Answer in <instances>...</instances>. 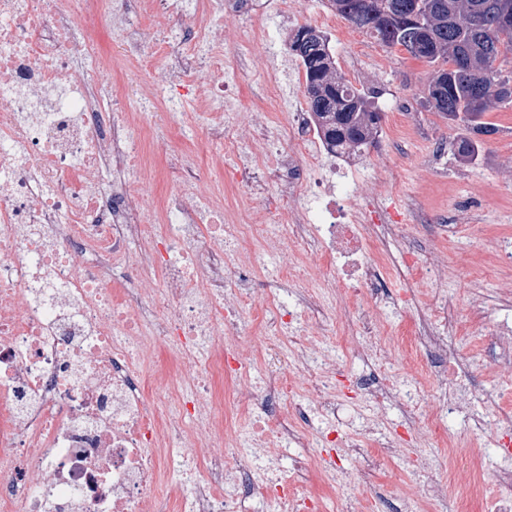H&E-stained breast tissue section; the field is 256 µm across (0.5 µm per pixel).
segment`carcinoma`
I'll return each mask as SVG.
<instances>
[{
	"instance_id": "cac0c4a2",
	"label": "carcinoma",
	"mask_w": 512,
	"mask_h": 512,
	"mask_svg": "<svg viewBox=\"0 0 512 512\" xmlns=\"http://www.w3.org/2000/svg\"><path fill=\"white\" fill-rule=\"evenodd\" d=\"M336 14L389 47L434 67L426 102L469 136L456 143L464 162L478 155L482 136L497 128L484 120L490 107L512 103V74H503L501 52H512V0H328ZM288 50L304 69L309 112L330 150L359 152L381 120L371 95L339 71L327 35L302 26Z\"/></svg>"
}]
</instances>
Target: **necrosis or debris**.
Returning a JSON list of instances; mask_svg holds the SVG:
<instances>
[{"mask_svg": "<svg viewBox=\"0 0 512 512\" xmlns=\"http://www.w3.org/2000/svg\"><path fill=\"white\" fill-rule=\"evenodd\" d=\"M248 2L0 0V512H254V492L270 512H311L313 495L273 450L288 439L289 416L304 414L288 402L297 378L315 410L329 406L322 369L332 352L321 340L331 328L324 314L268 292L279 309L265 352L271 375L253 380V350L221 343L254 295L236 257L252 245L284 264L316 252L318 278L337 294L370 291L368 336L383 293L374 249L403 227L357 204L316 207L351 191L358 172L346 160L337 184L313 182L328 149L302 109L288 119L289 149L265 123L255 137H231L238 114L224 103V72H240L253 41L225 46L222 21ZM176 8L192 33L154 34L151 19ZM107 21L109 53L95 38ZM116 60L144 83L113 92ZM204 91L211 103L194 115L203 136L185 143L169 193L143 205L153 124ZM156 97L160 111L145 117ZM223 153L268 220L244 224L214 208ZM116 266L133 269L137 287L113 279ZM289 346L294 372L281 366ZM152 347L189 365L191 378L171 386L144 375ZM228 403L243 425L225 421ZM171 451L183 463L177 482L160 478Z\"/></svg>", "mask_w": 512, "mask_h": 512, "instance_id": "obj_1", "label": "necrosis or debris"}]
</instances>
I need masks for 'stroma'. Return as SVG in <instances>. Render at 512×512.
<instances>
[{
  "instance_id": "35a3bbf8",
  "label": "stroma",
  "mask_w": 512,
  "mask_h": 512,
  "mask_svg": "<svg viewBox=\"0 0 512 512\" xmlns=\"http://www.w3.org/2000/svg\"><path fill=\"white\" fill-rule=\"evenodd\" d=\"M296 2L295 9L283 16L263 7L224 18L225 36L245 35L255 28L266 32L265 41L254 48L233 87L234 104L241 114V124L234 131L237 137H252L259 122L273 121L279 115L278 104L260 105L254 98L255 88L271 68L279 69L283 81L297 95L305 93L303 70L289 53L287 40L299 27L315 25L328 9L326 0ZM325 32L339 72L370 93L381 115L374 143L352 156L358 166L357 194L404 210L412 218L401 236L388 241L386 254L393 260L410 249L441 253L447 255L448 269L454 275L447 287L430 282L422 274H404L392 260L382 269L387 292L380 310L378 342L408 335L412 322L424 320L432 323L457 352V377L445 386L430 377L434 356L419 348L393 352L388 362L389 375L407 379L421 406L431 405L442 413L440 431L447 444L461 448L464 457L479 461L480 498L465 500L451 490L432 503V512H484V501L507 493L506 486L496 481L494 470L499 441L502 435L512 436V427L501 434L482 432L479 421L499 410H512V380L493 373L494 338L488 333L475 334L468 317L477 306L485 312L489 326L504 321L512 325V294L503 288L504 281L512 279V266L501 267L496 260L498 240L512 236V104L487 112L485 119L496 126V133L484 137L475 162L459 161L454 145L464 134L463 126L448 122L425 102L430 65L406 51L381 45L338 16L332 18ZM156 132L169 138L170 150L152 161L154 174L143 187V199L149 206L168 191L167 173L176 167L182 149L178 130L160 125ZM466 205L480 206L478 220L460 222L455 232H448L443 225L445 218ZM364 304L361 298L353 304L333 302L325 311L344 321L329 338L338 364L346 372L368 377L376 369L374 358L346 347L348 333L358 328ZM332 383L336 411L331 424L338 436L345 437L358 430L362 398L347 392L343 374L333 377ZM458 394L467 400L464 412L444 416L449 398ZM377 414L379 426L368 435V444L374 446L388 435H399L402 456L385 461L368 474L359 456L334 449L332 455L343 479L333 490L315 482V490L322 493L321 512H338L341 500L353 494L371 499L385 492L417 500L427 497L429 482L445 481L447 472L440 464L439 448L429 447L421 435L422 415L392 402L379 407Z\"/></svg>"
}]
</instances>
